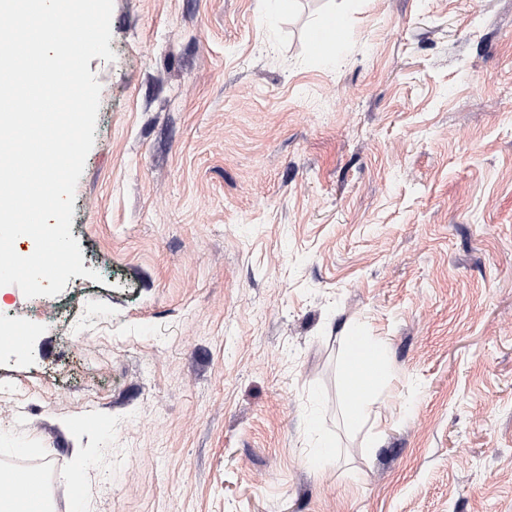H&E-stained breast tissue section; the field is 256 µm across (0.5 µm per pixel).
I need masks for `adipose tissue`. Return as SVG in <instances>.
Here are the masks:
<instances>
[{
    "label": "adipose tissue",
    "instance_id": "ef3b65f1",
    "mask_svg": "<svg viewBox=\"0 0 512 512\" xmlns=\"http://www.w3.org/2000/svg\"><path fill=\"white\" fill-rule=\"evenodd\" d=\"M347 346H358L354 355H346L345 372L349 403L345 417L351 426H360L375 417L373 391L386 376L387 355L382 341L354 334L346 337Z\"/></svg>",
    "mask_w": 512,
    "mask_h": 512
}]
</instances>
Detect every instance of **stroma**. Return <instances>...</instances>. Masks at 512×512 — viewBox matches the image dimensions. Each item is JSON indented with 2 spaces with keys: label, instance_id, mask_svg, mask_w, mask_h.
Here are the masks:
<instances>
[{
  "label": "stroma",
  "instance_id": "stroma-1",
  "mask_svg": "<svg viewBox=\"0 0 512 512\" xmlns=\"http://www.w3.org/2000/svg\"><path fill=\"white\" fill-rule=\"evenodd\" d=\"M276 4L114 0L100 279L55 321L5 286L0 467L46 463L53 512L76 469L86 512H512V0ZM347 323L388 350L356 429ZM336 24L337 32H336ZM332 31L333 35H328V32ZM348 34V29L344 19L340 16L333 17L326 26L315 28L312 32L311 39L313 42L322 45L325 43L342 42L345 40Z\"/></svg>",
  "mask_w": 512,
  "mask_h": 512
}]
</instances>
